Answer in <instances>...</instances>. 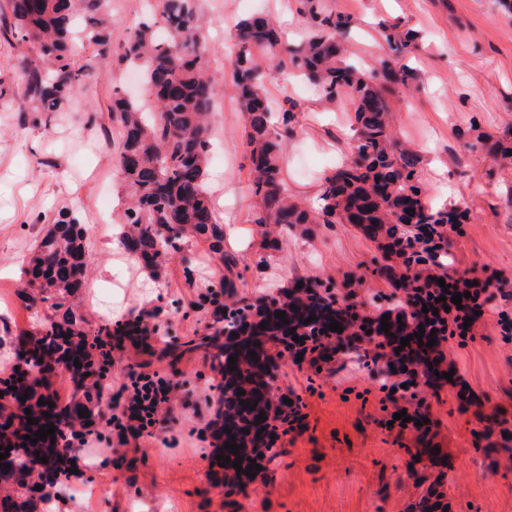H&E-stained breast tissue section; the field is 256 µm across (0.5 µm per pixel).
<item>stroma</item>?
<instances>
[{
    "label": "stroma",
    "instance_id": "obj_1",
    "mask_svg": "<svg viewBox=\"0 0 512 512\" xmlns=\"http://www.w3.org/2000/svg\"><path fill=\"white\" fill-rule=\"evenodd\" d=\"M329 3L358 20L345 43L350 60L377 65L384 54L382 24L417 32L418 47L404 62L418 80L395 95L396 135L419 152L431 199L470 209L464 233L448 245L454 265L512 278V205L505 200L512 169H491L469 131L474 119L494 138L512 128V12L503 8V0ZM297 6V0H201L210 74L219 90L211 141L224 153L223 164L209 163L205 183L219 220L239 230L224 248L249 265L238 288L243 298L275 291L298 275L340 281L346 273L362 272L376 254L374 242L358 228L339 224L331 230L316 227L309 237L290 231L266 267L253 264L259 239L249 221L254 199L243 119L225 80L235 49L226 37L247 14L284 23ZM117 87L133 91L137 82L118 69L91 81L62 111H21L18 49L0 41V327L32 332L47 316L45 305L26 307L18 294L38 240L64 207L88 230L92 273L75 299L90 320L101 323L115 313L125 320L142 307L156 306L157 321L168 326L172 343L207 335L215 322L212 310L194 306L222 276L206 244L189 242L157 279L112 248L125 195L119 134L109 120ZM266 90L271 100L291 97L300 104L296 134L282 146L283 177L292 194L315 202L319 176L332 171L347 150L339 135L351 124L352 105L343 97L323 106L288 73L273 75ZM474 334L467 346L449 344L456 382L431 402L441 421L439 446L452 461L448 494L457 512H512V474L487 471L473 449L470 424L455 412L461 386L485 407H512V340L501 336L488 315L475 322ZM152 367L181 385L183 402L176 405L174 420L155 436L133 441L138 464L131 470L112 467L115 451L107 444L84 449L82 474L71 485L86 494L72 499L65 512H127L135 497L158 512H224L207 479L212 448L191 432L206 416L207 400L216 399L220 377L199 354L184 356L175 367L164 360ZM308 374L288 361L280 367L278 384L302 397L307 427L285 436L289 454L282 467L249 486L247 512H405L415 487L399 449L401 435L377 424V402L364 396L374 389V377L350 363L321 375L312 392Z\"/></svg>",
    "mask_w": 512,
    "mask_h": 512
}]
</instances>
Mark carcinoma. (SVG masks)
<instances>
[{
    "mask_svg": "<svg viewBox=\"0 0 512 512\" xmlns=\"http://www.w3.org/2000/svg\"><path fill=\"white\" fill-rule=\"evenodd\" d=\"M5 2L13 21H7L0 6V40H14L22 48V109L26 112L63 110L69 96L83 86L85 69L79 55L87 44L104 69L122 64L141 68L144 98H129L117 90L110 112L112 126L121 137L118 157L137 158V164L122 167L127 200L120 217L121 246L137 240L152 249L144 259L153 261L149 269L157 276L187 239L194 236L205 242L224 269L219 287L209 293V303L215 306L218 321L246 337L232 351L206 336L158 348V330L152 323L157 309L142 308L132 322L94 325L74 302L71 288L58 286L41 294L39 284L28 280L19 298L30 307L38 299L53 315L39 325L32 347H24V341L8 331L0 336V347L9 346L16 359L11 368L0 369L1 374L9 373L0 378V412L8 422L20 421L16 428L0 426V452L9 453L0 460V512H62L59 503L65 501L64 488L69 486L71 461L77 452L73 438L81 422L93 420L95 411L112 402L108 385L112 352L126 341L150 359L173 362L186 352H200L209 369L222 375L224 426L231 433L224 434L223 445L214 455L244 461L237 470L230 462L221 467L213 458L208 479L211 487L222 490L228 512H241L238 497L254 482L246 475L250 461L262 466L260 471L253 470L256 476L268 477L287 454L278 442L304 426L303 400L279 386L280 364L271 362L267 354L272 348L282 359L298 366L308 364L316 376L322 369L340 370L354 357L381 377L380 389L386 391L384 422L391 421L393 428L413 435L412 447L403 449L417 490L407 512H453L447 490L448 462L435 450L439 422L419 393L428 388L439 394L448 380L436 373L453 369L445 346L451 341L460 346L474 341L471 328L464 327L465 319L477 320L475 312L485 311L509 293L488 278L482 288L462 298L463 308L452 314L444 309L453 294L467 291L472 281L448 257V237L463 233L470 210L462 203L435 206L429 202L418 174L419 154L394 136L389 89L408 88L417 79L402 63L413 35L383 26L385 56L379 67L367 72L340 59V41L355 20L336 12L328 0H299L306 29L294 44L281 41L268 19L249 17L237 24L236 52L228 62V76L245 121L250 191L255 197L250 223L262 229L257 265L266 264L268 252L280 250V237L288 231L298 228L301 235L309 236L316 224H353L376 242L380 253L362 273L341 285L332 278L300 276L288 287L241 307L235 300L238 283L243 281L240 259L224 250V225L216 222L204 186L218 91L208 73L198 0H155V20L130 30L116 45L108 26L109 0ZM255 47L264 52L272 71L292 72L313 86L319 102L332 104L344 95L354 104L350 156L323 178L315 208L288 194L279 163L280 142L294 135L298 105L288 99L275 107L266 98L268 74L252 59ZM470 131L493 160L512 162V131L495 142L474 121ZM401 200L408 201L415 212L401 215L397 210ZM60 216L57 227L38 245L39 261L50 267L79 253L83 266H89L86 229L66 210ZM369 276L383 278L391 292L384 297L362 296L358 286ZM440 279L445 286L438 284ZM300 282L304 283L301 288ZM440 296L446 300L436 301ZM425 307L430 312H422ZM277 312L285 313V319L277 318ZM385 314L391 323L387 333L381 325ZM311 315L316 319L305 323ZM334 320L343 332L330 330ZM292 328L301 341L288 334ZM421 329L424 333L414 336ZM406 337L410 341L403 348L401 339ZM432 339L436 343L430 347ZM86 346L90 352L78 368L70 360L71 353ZM251 351L256 356H250ZM232 357L234 371L229 368ZM59 368L69 370L72 381L64 399L51 392L49 385V376ZM240 375L253 379L254 391L238 395L232 383ZM25 394L26 403H19ZM459 394L458 412L471 415L472 444L487 470L512 472V412L504 407L487 411L466 390ZM286 398L292 404L285 403ZM264 408L272 411L265 422L257 420ZM81 409L86 414L79 415ZM403 409L408 422L394 419ZM46 412L57 422L54 437L34 444L31 439L41 425L30 424L27 418L41 421ZM425 418L428 422L417 425ZM244 429L249 434L242 433ZM505 433L509 437H503ZM236 435L241 436L237 444L243 448L234 455L224 444ZM38 455L51 459V464L41 465ZM38 485L42 490L36 492Z\"/></svg>",
    "mask_w": 512,
    "mask_h": 512,
    "instance_id": "1",
    "label": "carcinoma"
}]
</instances>
